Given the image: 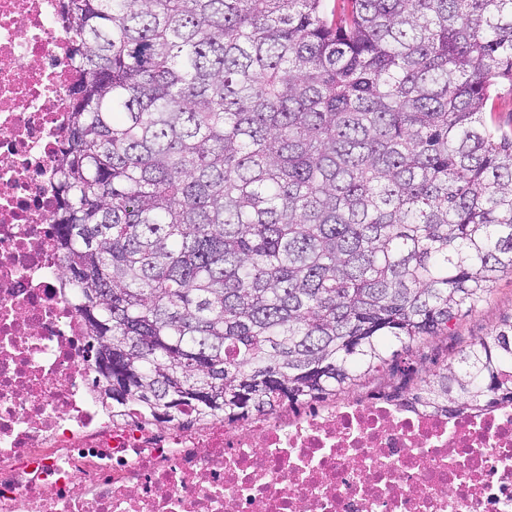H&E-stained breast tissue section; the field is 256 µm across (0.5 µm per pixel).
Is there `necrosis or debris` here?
I'll use <instances>...</instances> for the list:
<instances>
[{
  "mask_svg": "<svg viewBox=\"0 0 512 512\" xmlns=\"http://www.w3.org/2000/svg\"><path fill=\"white\" fill-rule=\"evenodd\" d=\"M70 50L62 0H0V512H512L511 404L113 416L53 221Z\"/></svg>",
  "mask_w": 512,
  "mask_h": 512,
  "instance_id": "1",
  "label": "necrosis or debris"
}]
</instances>
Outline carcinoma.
<instances>
[{"instance_id":"cac0c4a2","label":"carcinoma","mask_w":512,"mask_h":512,"mask_svg":"<svg viewBox=\"0 0 512 512\" xmlns=\"http://www.w3.org/2000/svg\"><path fill=\"white\" fill-rule=\"evenodd\" d=\"M65 0L56 234L112 408L246 422L351 391L512 274V0ZM512 404V317L394 388ZM484 117L487 123L512 138V90L508 86L500 87L493 95Z\"/></svg>"}]
</instances>
